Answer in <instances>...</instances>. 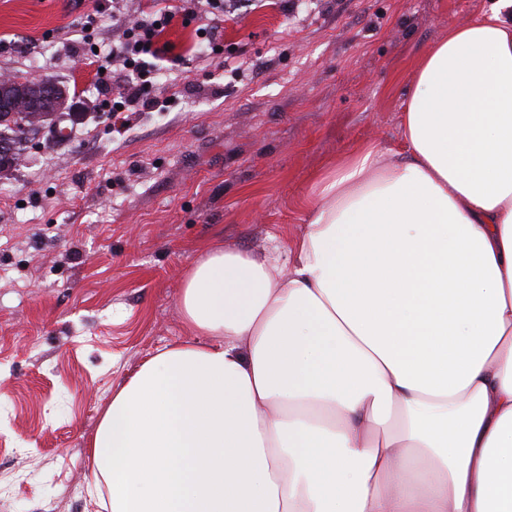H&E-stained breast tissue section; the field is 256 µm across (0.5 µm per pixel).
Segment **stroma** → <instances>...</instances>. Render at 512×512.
<instances>
[{
	"label": "stroma",
	"mask_w": 512,
	"mask_h": 512,
	"mask_svg": "<svg viewBox=\"0 0 512 512\" xmlns=\"http://www.w3.org/2000/svg\"><path fill=\"white\" fill-rule=\"evenodd\" d=\"M151 0H0V73L66 90L63 122L0 166V512H106L88 444L158 347L194 342L178 300L215 245L264 254L303 230L318 179L366 143L398 148L424 51L491 0H245L202 46L205 17L162 35L180 93L114 125L100 41Z\"/></svg>",
	"instance_id": "obj_1"
}]
</instances>
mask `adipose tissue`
I'll return each instance as SVG.
<instances>
[{
    "label": "adipose tissue",
    "instance_id": "1",
    "mask_svg": "<svg viewBox=\"0 0 512 512\" xmlns=\"http://www.w3.org/2000/svg\"><path fill=\"white\" fill-rule=\"evenodd\" d=\"M402 129L285 252L195 260L199 342L91 439L111 512H512V0L423 54Z\"/></svg>",
    "mask_w": 512,
    "mask_h": 512
}]
</instances>
